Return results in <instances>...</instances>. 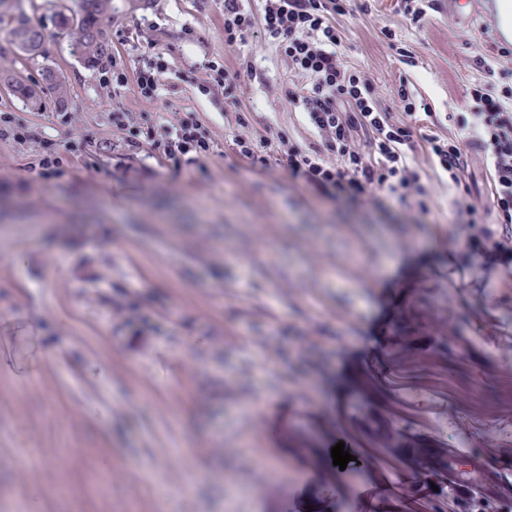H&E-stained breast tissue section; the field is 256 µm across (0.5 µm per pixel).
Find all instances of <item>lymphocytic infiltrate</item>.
<instances>
[{
	"label": "lymphocytic infiltrate",
	"instance_id": "1",
	"mask_svg": "<svg viewBox=\"0 0 512 512\" xmlns=\"http://www.w3.org/2000/svg\"><path fill=\"white\" fill-rule=\"evenodd\" d=\"M344 0H265L260 15L245 12L238 0H224V46L232 49L250 34L262 33L288 60L299 83L290 95L307 123L319 136L322 149L304 150L283 143L280 161L289 174L311 188L352 200L381 190L398 201L425 196L415 160L412 124L417 114L429 113L428 104L399 88L401 117H393L363 72L343 61L342 36L336 26L344 15ZM473 110L457 133L426 136L427 152L438 178L457 189V221L478 223L464 177V149L478 143L492 182L496 221L512 224V87L494 92L484 83L468 89ZM369 136L360 149L356 131ZM175 159L195 163L211 146L196 122L165 127L159 141Z\"/></svg>",
	"mask_w": 512,
	"mask_h": 512
}]
</instances>
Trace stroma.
I'll return each mask as SVG.
<instances>
[{
    "label": "stroma",
    "mask_w": 512,
    "mask_h": 512,
    "mask_svg": "<svg viewBox=\"0 0 512 512\" xmlns=\"http://www.w3.org/2000/svg\"><path fill=\"white\" fill-rule=\"evenodd\" d=\"M79 5L23 0L46 34L33 58L0 28V114L32 133L0 139V354L12 361L0 368V512H350L367 486L379 512H464L441 449L481 447L512 423V235L469 157L479 229L502 247L465 254L471 229L423 141L456 131L485 77L476 57L502 49L467 19L469 0L456 21L437 0L420 27L397 0H346L336 19L346 64L387 105L404 82L431 106L416 124L423 208L343 202L288 174L281 139H320L275 44L225 48L224 0H112L113 59L93 69L58 29ZM153 50L164 67L149 100L131 78ZM214 66L237 74L235 100L201 92ZM116 68L128 83L113 84ZM190 119L211 150L180 167L145 132ZM240 137L268 139L269 164L240 157ZM47 141L60 149L51 171ZM345 438L364 456L342 470L331 449ZM413 453L428 460L410 485Z\"/></svg>",
    "instance_id": "1"
}]
</instances>
